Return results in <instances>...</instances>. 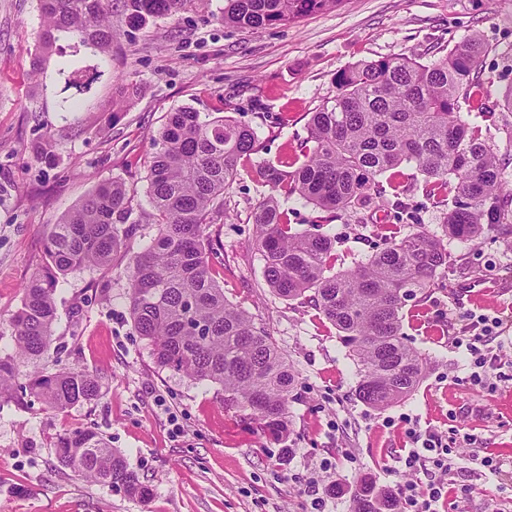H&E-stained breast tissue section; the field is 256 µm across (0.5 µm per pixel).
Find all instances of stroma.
I'll use <instances>...</instances> for the list:
<instances>
[{
	"label": "stroma",
	"instance_id": "stroma-1",
	"mask_svg": "<svg viewBox=\"0 0 512 512\" xmlns=\"http://www.w3.org/2000/svg\"><path fill=\"white\" fill-rule=\"evenodd\" d=\"M224 0H184L179 12L131 30L112 22V60L90 50L80 65L100 71L80 111L58 107V54L36 68L43 25L38 0H0V323L22 307L23 289L48 263L46 225L57 223L99 184L119 180L134 210L149 209L147 175L168 112L191 107L255 128L264 148L244 162L209 228L221 242L213 274L227 300L273 336L296 371L292 420L278 445L224 407L219 386L161 368L128 311L131 259L156 233L134 224L104 267L58 275L52 342L16 383L63 367L102 374L99 397L63 410L26 394L0 401V512H351L361 480L398 492L427 485L429 474L397 460L410 430L456 435L446 512H512V379L474 384L453 325L469 311L498 315L502 369L512 368V234L498 227L476 241L452 240L447 274L408 301L402 333L428 359L426 378L407 400L383 410L356 396L358 366L336 328L304 299L270 292L253 247L255 205L267 195L265 162L302 154L312 112L335 97L338 71L361 61L445 55L479 34L483 100L495 112L491 142L512 154V0H343L334 10L288 25L240 29L221 20ZM135 93L121 111V86ZM51 135L53 155L31 147ZM407 218L380 207L324 225L336 237L337 268L367 260L381 227L442 235L446 195L427 200L414 165L399 169ZM93 427L109 439L149 488L131 496L61 466L58 434ZM477 438L500 460L489 472L472 459ZM289 455H282L281 447Z\"/></svg>",
	"mask_w": 512,
	"mask_h": 512
}]
</instances>
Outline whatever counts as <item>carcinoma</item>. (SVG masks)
<instances>
[{"instance_id": "obj_1", "label": "carcinoma", "mask_w": 512, "mask_h": 512, "mask_svg": "<svg viewBox=\"0 0 512 512\" xmlns=\"http://www.w3.org/2000/svg\"><path fill=\"white\" fill-rule=\"evenodd\" d=\"M184 0H40L42 48L61 39L94 54L112 55V16L134 30L152 18L177 13ZM342 0H224L221 20L241 28L285 25ZM486 46L473 34L446 55L420 63L409 57L366 61L336 73V96L312 113L303 161L266 163L259 174L269 187L253 213V244L264 261L263 276L276 295L305 298L339 331L356 359L358 398L383 410L412 395L427 372L426 357L405 343L403 309L416 292L448 272L445 239L474 241L485 226L512 224V187L507 162L490 143V126L461 115L467 103L493 121L482 102L480 64ZM86 70L74 60L60 64L66 88H88ZM148 175L152 211L136 223L157 234L132 259L129 312L152 346L157 363L224 390L232 409L265 434L285 440L291 420L288 400L296 373L273 337L224 298L208 255L215 242L206 229L224 209V191L238 167L260 151L257 131L190 108L168 113L155 141ZM413 163L432 185L449 188L451 207L441 237L424 231L400 236L385 226L384 246L367 261L334 271L336 237L297 232L285 202L293 197L341 214L377 198L398 197L395 182L379 177ZM130 190L118 180L98 185L56 224L46 225L45 249L61 273L106 266L128 236ZM56 280L36 276L24 287L21 311L7 331L14 353L0 356V400L15 394L17 366L36 360L50 345L56 312ZM99 373L61 368L29 385L52 409L91 402L100 394ZM59 461L85 479L142 495L146 488L124 456L94 428L59 435ZM397 500L361 483L352 512H396Z\"/></svg>"}]
</instances>
